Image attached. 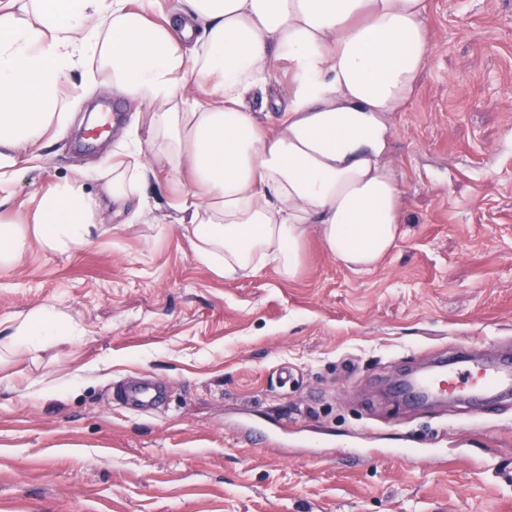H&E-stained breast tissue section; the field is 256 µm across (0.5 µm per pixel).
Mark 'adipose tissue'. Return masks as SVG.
Instances as JSON below:
<instances>
[{
	"label": "adipose tissue",
	"mask_w": 512,
	"mask_h": 512,
	"mask_svg": "<svg viewBox=\"0 0 512 512\" xmlns=\"http://www.w3.org/2000/svg\"><path fill=\"white\" fill-rule=\"evenodd\" d=\"M428 10V0H0V206L19 163L38 162L78 106L66 92L74 75L142 108L110 163L51 184L22 219H0V271L32 242L88 243L103 200L140 221L154 179L181 195L195 257L220 276L272 266L294 280L311 233L341 264L371 270L403 235L386 115L403 111L428 61ZM257 94L271 97L269 121L248 103ZM78 333L44 305L0 350Z\"/></svg>",
	"instance_id": "obj_1"
}]
</instances>
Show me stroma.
I'll list each match as a JSON object with an SVG mask.
<instances>
[{
  "label": "stroma",
  "instance_id": "obj_1",
  "mask_svg": "<svg viewBox=\"0 0 512 512\" xmlns=\"http://www.w3.org/2000/svg\"><path fill=\"white\" fill-rule=\"evenodd\" d=\"M427 24L415 95L388 121L404 234L370 272L312 237L295 280L218 276L157 184L140 223L104 210L91 243L33 245L0 272V325L53 303L81 330L0 360V512H512V397L482 421L389 393L459 343L512 351V0H429ZM136 110L86 95L21 164L15 214L110 161ZM140 379L164 384L159 407L115 400ZM245 417L334 454L245 445ZM353 447L366 457L340 460Z\"/></svg>",
  "mask_w": 512,
  "mask_h": 512
}]
</instances>
